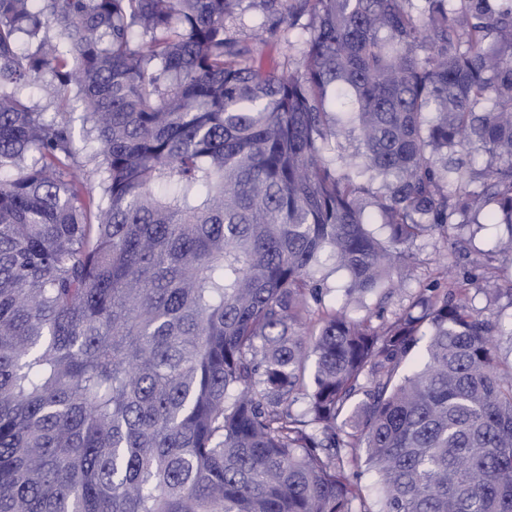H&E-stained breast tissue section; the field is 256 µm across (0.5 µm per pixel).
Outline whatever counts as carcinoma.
<instances>
[{
	"label": "carcinoma",
	"mask_w": 512,
	"mask_h": 512,
	"mask_svg": "<svg viewBox=\"0 0 512 512\" xmlns=\"http://www.w3.org/2000/svg\"><path fill=\"white\" fill-rule=\"evenodd\" d=\"M244 2L0 0V512H512V0ZM247 5L245 12L235 20L230 27L236 31L238 37L246 44L250 45L252 53L257 62H261L264 66L269 67L273 62L279 61L285 54L295 55V50L289 48L288 42L281 36L277 40L269 41L266 44H252L249 37L252 30L258 26L261 20H264L262 13L256 8L251 0H246ZM482 224H470L462 232V250L454 252L448 250V265L455 271L463 273L471 268L473 260L483 257V254L494 250L498 240L507 236V227L505 224H486L480 218ZM413 251L417 256V264L415 267L407 272L405 280L407 290L396 291L394 294L383 303L385 307V315L389 318L398 313L402 306L405 305L408 291H413L418 286V282H425L427 271L429 268L434 267V263L440 258L438 243L433 238H425L418 240L414 246Z\"/></svg>",
	"instance_id": "obj_1"
}]
</instances>
